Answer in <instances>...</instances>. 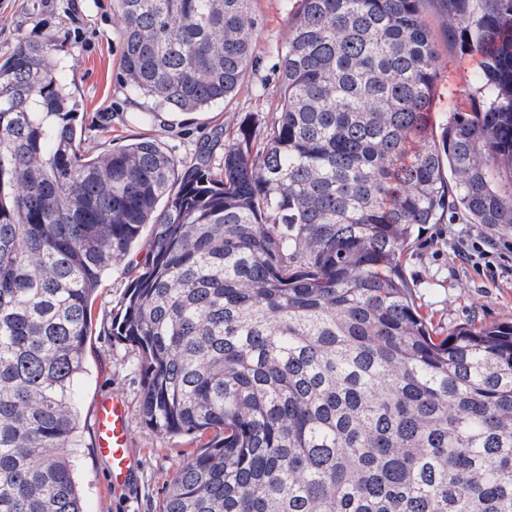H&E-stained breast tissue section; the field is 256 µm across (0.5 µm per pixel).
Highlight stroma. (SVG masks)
<instances>
[{"label":"stroma","instance_id":"35a3bbf8","mask_svg":"<svg viewBox=\"0 0 512 512\" xmlns=\"http://www.w3.org/2000/svg\"><path fill=\"white\" fill-rule=\"evenodd\" d=\"M113 0H0V54L18 38L47 43L61 61L70 91L79 103L85 150L100 153L137 138L157 140L176 158H192L216 136L231 137L247 116L262 124L274 118L278 53L288 32L285 0H256L262 22L254 34L261 64L248 72L229 105L198 114L146 117L143 100L128 97L119 78L122 40ZM422 18L438 53L433 130L441 132L454 112L467 109L464 95L477 63L461 45L449 42L437 0H423ZM476 246L493 242L492 256L463 260L459 241ZM405 271L421 312L444 333L470 322L512 320V238L488 237L462 215L451 213L438 224L424 225L405 257ZM125 265L105 275L93 305V327L85 353V371L77 383L78 446L75 476L84 512H161L175 472L212 440V433L164 436L144 423L138 412L142 376L139 350L114 339L112 320L128 293ZM120 392L130 404L131 444L138 467L131 485L113 490L109 466L94 447L93 412L100 398Z\"/></svg>","mask_w":512,"mask_h":512}]
</instances>
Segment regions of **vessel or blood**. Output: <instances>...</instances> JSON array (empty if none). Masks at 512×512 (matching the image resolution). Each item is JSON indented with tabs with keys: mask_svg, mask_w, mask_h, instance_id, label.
I'll return each mask as SVG.
<instances>
[{
	"mask_svg": "<svg viewBox=\"0 0 512 512\" xmlns=\"http://www.w3.org/2000/svg\"><path fill=\"white\" fill-rule=\"evenodd\" d=\"M130 411L125 398L115 394L101 399L94 411L95 449L112 469V488L125 489L134 468L130 448Z\"/></svg>",
	"mask_w": 512,
	"mask_h": 512,
	"instance_id": "obj_1",
	"label": "vessel or blood"
}]
</instances>
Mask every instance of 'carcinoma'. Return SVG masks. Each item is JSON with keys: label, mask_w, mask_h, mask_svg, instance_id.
Masks as SVG:
<instances>
[{"label": "carcinoma", "mask_w": 512, "mask_h": 512, "mask_svg": "<svg viewBox=\"0 0 512 512\" xmlns=\"http://www.w3.org/2000/svg\"><path fill=\"white\" fill-rule=\"evenodd\" d=\"M254 0H113L151 112L228 103L259 66ZM276 117L179 160L93 155L48 47L0 62V512H84L69 448L95 294L128 263L113 335L140 415L215 433L162 512H512V321L437 333L404 256L449 210L512 234V0H439L479 57L429 135L423 0H290Z\"/></svg>", "instance_id": "1"}]
</instances>
